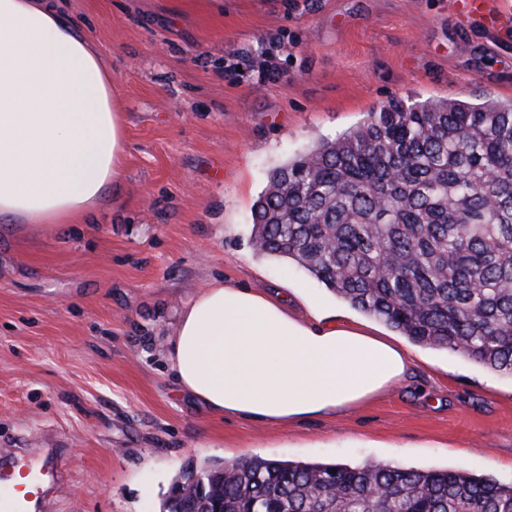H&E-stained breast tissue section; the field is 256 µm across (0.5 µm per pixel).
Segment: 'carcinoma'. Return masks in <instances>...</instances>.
I'll use <instances>...</instances> for the list:
<instances>
[{
    "instance_id": "cac0c4a2",
    "label": "carcinoma",
    "mask_w": 512,
    "mask_h": 512,
    "mask_svg": "<svg viewBox=\"0 0 512 512\" xmlns=\"http://www.w3.org/2000/svg\"><path fill=\"white\" fill-rule=\"evenodd\" d=\"M259 253L421 346L512 378V99H392L274 169ZM162 512H512L466 469L244 457L199 471Z\"/></svg>"
}]
</instances>
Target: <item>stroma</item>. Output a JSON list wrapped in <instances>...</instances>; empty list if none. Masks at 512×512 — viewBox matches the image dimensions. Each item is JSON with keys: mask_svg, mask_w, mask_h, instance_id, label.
<instances>
[{"mask_svg": "<svg viewBox=\"0 0 512 512\" xmlns=\"http://www.w3.org/2000/svg\"><path fill=\"white\" fill-rule=\"evenodd\" d=\"M112 66L128 148L117 201L54 229L0 225V449L58 448L51 512H160L185 469L241 456L465 468L512 482V378L397 336L407 378L291 425L224 418L182 393L164 350L207 284L300 288L259 254L271 171L391 98H512V28L457 0H67Z\"/></svg>", "mask_w": 512, "mask_h": 512, "instance_id": "35a3bbf8", "label": "stroma"}]
</instances>
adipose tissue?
Segmentation results:
<instances>
[{
	"instance_id": "obj_1",
	"label": "adipose tissue",
	"mask_w": 512,
	"mask_h": 512,
	"mask_svg": "<svg viewBox=\"0 0 512 512\" xmlns=\"http://www.w3.org/2000/svg\"><path fill=\"white\" fill-rule=\"evenodd\" d=\"M112 67L64 0H0V223L88 221L127 150ZM227 282L180 309L165 360L213 413L289 424L347 411L404 379L411 355L365 325Z\"/></svg>"
}]
</instances>
